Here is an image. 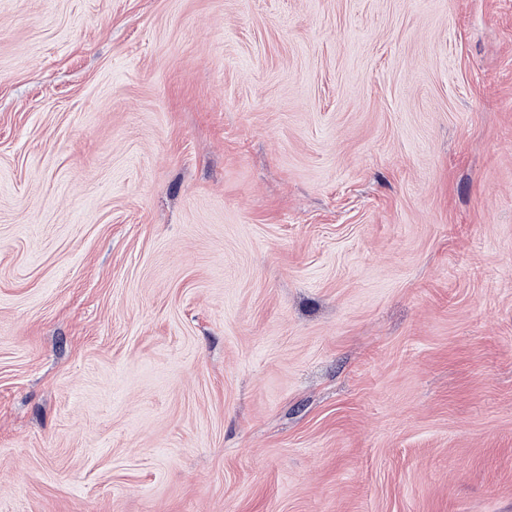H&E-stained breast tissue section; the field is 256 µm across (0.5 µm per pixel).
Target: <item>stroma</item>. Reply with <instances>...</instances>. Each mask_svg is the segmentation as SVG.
Returning a JSON list of instances; mask_svg holds the SVG:
<instances>
[{"instance_id":"35a3bbf8","label":"stroma","mask_w":512,"mask_h":512,"mask_svg":"<svg viewBox=\"0 0 512 512\" xmlns=\"http://www.w3.org/2000/svg\"><path fill=\"white\" fill-rule=\"evenodd\" d=\"M0 512H512V0H0Z\"/></svg>"}]
</instances>
